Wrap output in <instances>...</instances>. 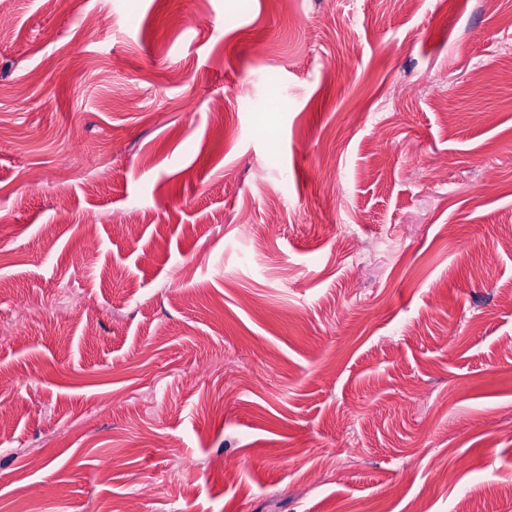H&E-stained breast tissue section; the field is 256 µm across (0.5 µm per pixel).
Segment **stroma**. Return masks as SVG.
<instances>
[{"instance_id": "35a3bbf8", "label": "stroma", "mask_w": 512, "mask_h": 512, "mask_svg": "<svg viewBox=\"0 0 512 512\" xmlns=\"http://www.w3.org/2000/svg\"><path fill=\"white\" fill-rule=\"evenodd\" d=\"M0 283V512H512V0H0Z\"/></svg>"}]
</instances>
